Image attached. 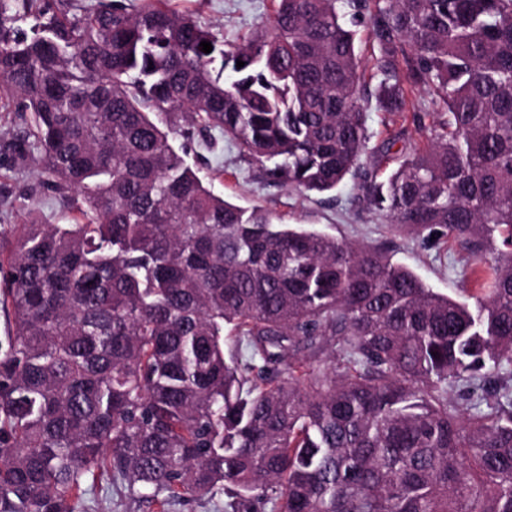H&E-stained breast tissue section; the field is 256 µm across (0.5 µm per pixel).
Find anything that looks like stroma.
I'll list each match as a JSON object with an SVG mask.
<instances>
[{
  "instance_id": "35a3bbf8",
  "label": "stroma",
  "mask_w": 512,
  "mask_h": 512,
  "mask_svg": "<svg viewBox=\"0 0 512 512\" xmlns=\"http://www.w3.org/2000/svg\"><path fill=\"white\" fill-rule=\"evenodd\" d=\"M171 5L191 13L228 41L255 31L270 14V0H172ZM29 121V113L0 92V225L23 224L31 218L44 224L73 223L75 212L69 211L63 197L45 183L37 163L20 158L11 148L12 143L25 137ZM368 128L374 146L395 136L406 147L427 142L426 133L418 130L408 114L389 122L382 113H370ZM173 144L198 169L211 190L237 206H259L283 223L303 224L380 247L440 294L456 298L472 286L463 275L471 263L465 251L445 238L427 243L395 233L384 217L359 206L353 180H345L327 196H302L266 184L258 165L217 131L198 133L189 139L177 136ZM87 501L91 512H157L153 504L121 496L105 479L95 482Z\"/></svg>"
}]
</instances>
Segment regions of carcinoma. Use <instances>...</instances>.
Returning <instances> with one entry per match:
<instances>
[{
    "instance_id": "obj_1",
    "label": "carcinoma",
    "mask_w": 512,
    "mask_h": 512,
    "mask_svg": "<svg viewBox=\"0 0 512 512\" xmlns=\"http://www.w3.org/2000/svg\"><path fill=\"white\" fill-rule=\"evenodd\" d=\"M0 80L81 216L0 227V512H77L102 475L158 512H512V0H271L238 42L169 0H0ZM372 108L428 146H369ZM154 115L268 184L358 180L477 287L229 203Z\"/></svg>"
}]
</instances>
